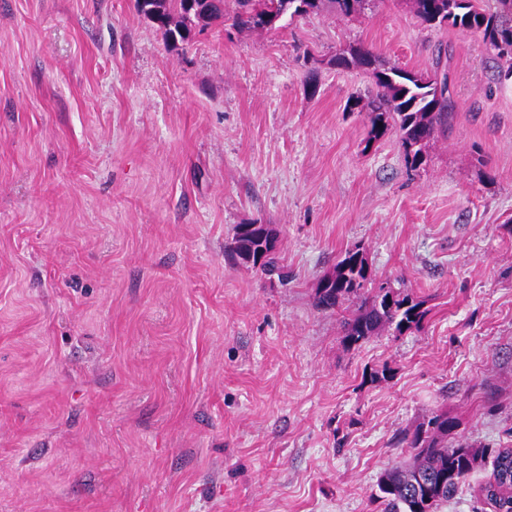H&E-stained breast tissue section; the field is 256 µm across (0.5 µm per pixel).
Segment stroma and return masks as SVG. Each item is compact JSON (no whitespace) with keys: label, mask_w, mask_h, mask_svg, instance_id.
<instances>
[{"label":"stroma","mask_w":512,"mask_h":512,"mask_svg":"<svg viewBox=\"0 0 512 512\" xmlns=\"http://www.w3.org/2000/svg\"><path fill=\"white\" fill-rule=\"evenodd\" d=\"M361 44L456 112L407 165ZM411 0L172 45L135 0H0V512H379L441 411L512 448V80ZM267 224L288 282L229 259ZM362 247L419 330L342 342ZM370 280V269L363 250L357 247L350 249L316 288V306L324 310L333 309L367 288Z\"/></svg>","instance_id":"1"}]
</instances>
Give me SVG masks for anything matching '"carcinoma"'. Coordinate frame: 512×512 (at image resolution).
Returning <instances> with one entry per match:
<instances>
[{
	"instance_id": "1",
	"label": "carcinoma",
	"mask_w": 512,
	"mask_h": 512,
	"mask_svg": "<svg viewBox=\"0 0 512 512\" xmlns=\"http://www.w3.org/2000/svg\"><path fill=\"white\" fill-rule=\"evenodd\" d=\"M136 0L137 11L173 44H190L197 32L216 23L232 21L237 29H276L286 18L320 14L341 16L362 12L369 0H233L227 14L224 0ZM422 23L431 27L478 33L494 55L507 67L499 78L512 79V0H413ZM338 67L362 66L371 71L378 87L375 96L362 103L356 98L350 109H360L369 122L368 141L384 136L390 126L399 134L406 163L415 168L424 161L427 144L435 133L448 128L456 111L452 93L437 87L429 75L397 65H388L363 46H349L334 59ZM256 231L239 224L232 251L241 257L253 250L252 267L272 274L280 271L275 250L253 240ZM371 280L363 250H348L315 291L316 306L333 309L360 293ZM423 302L380 286L364 296L358 310L343 320V343L359 346L385 327L404 333L420 327L426 316ZM458 422L444 412L430 417L414 429L401 432L397 443L411 449L409 462L385 468L378 478L382 512H437L456 495L461 483L485 462V453L467 443L448 444V435ZM492 480L479 486L477 499L493 504L501 512H512V448L499 449L492 460Z\"/></svg>"
}]
</instances>
